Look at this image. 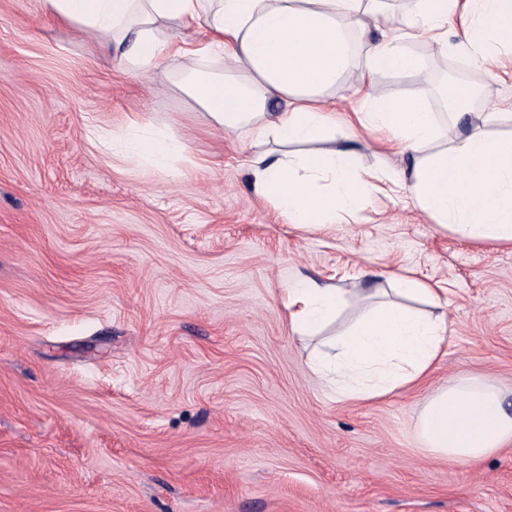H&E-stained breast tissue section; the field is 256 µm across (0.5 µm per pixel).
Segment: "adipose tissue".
Instances as JSON below:
<instances>
[{"mask_svg":"<svg viewBox=\"0 0 512 512\" xmlns=\"http://www.w3.org/2000/svg\"><path fill=\"white\" fill-rule=\"evenodd\" d=\"M44 12L99 38L130 73L150 78L165 59L182 63L174 85L222 130H247L259 141L303 143L336 127V85L351 68L356 42L368 30L360 80L349 93L362 102L353 119L383 134L411 156L418 206L462 241L512 247V137L494 138L465 122L467 100L457 97L459 129L447 147L435 113L424 102L426 83L384 99L369 81L380 72H415L409 42L429 38L448 46V19L460 0H408L402 17L383 0H40ZM472 19L458 49L486 66L493 52L512 50V0H467ZM103 146L153 167L168 180L186 144L166 128H100ZM253 193L271 201L289 223L316 226L354 220L375 195L403 186L360 167L353 148L319 153L250 154ZM394 299L369 309L347 332L316 353L311 372L341 396L373 401L430 374L448 343V317L423 316L402 300L433 296L423 283L400 278ZM342 289L302 280L288 291V323L298 337L314 335L343 307ZM417 431L432 459L476 464L512 443V412L491 381L459 374L424 400Z\"/></svg>","mask_w":512,"mask_h":512,"instance_id":"1","label":"adipose tissue"}]
</instances>
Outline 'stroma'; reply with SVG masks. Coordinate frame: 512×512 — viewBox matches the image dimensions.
Instances as JSON below:
<instances>
[{"label":"stroma","instance_id":"35a3bbf8","mask_svg":"<svg viewBox=\"0 0 512 512\" xmlns=\"http://www.w3.org/2000/svg\"><path fill=\"white\" fill-rule=\"evenodd\" d=\"M414 74L455 72L468 109L512 99L459 51L414 41ZM0 0V512H512V444L478 465L430 458L432 384L492 378L512 405V248L458 240L404 194L354 222L287 223L249 189L247 131L209 125L169 81ZM187 135L174 184L88 137L131 124ZM383 172L398 156L337 125ZM394 275L438 288L450 339L431 385L364 403L331 394L294 338L286 290L331 282L346 330Z\"/></svg>","mask_w":512,"mask_h":512}]
</instances>
